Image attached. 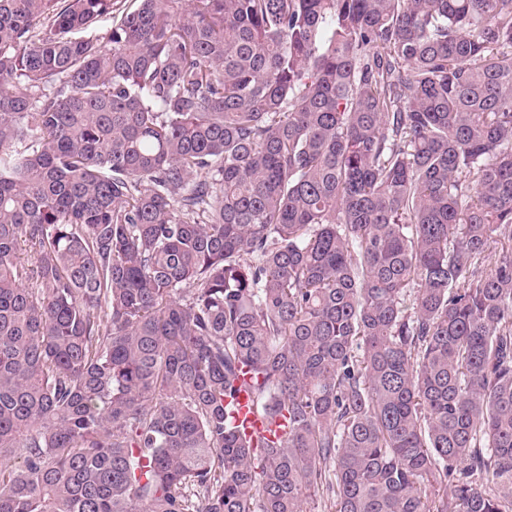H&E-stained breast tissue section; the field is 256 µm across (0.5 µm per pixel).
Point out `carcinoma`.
<instances>
[{"label": "carcinoma", "mask_w": 512, "mask_h": 512, "mask_svg": "<svg viewBox=\"0 0 512 512\" xmlns=\"http://www.w3.org/2000/svg\"><path fill=\"white\" fill-rule=\"evenodd\" d=\"M134 2L0 0V512H512V0ZM237 404V410L234 412L235 423L240 429L243 428L246 434L255 438L263 436L270 438L273 431L276 432L277 436L281 434L282 430L278 426L284 424L283 419L259 415L246 391L240 392L237 397Z\"/></svg>", "instance_id": "1"}]
</instances>
